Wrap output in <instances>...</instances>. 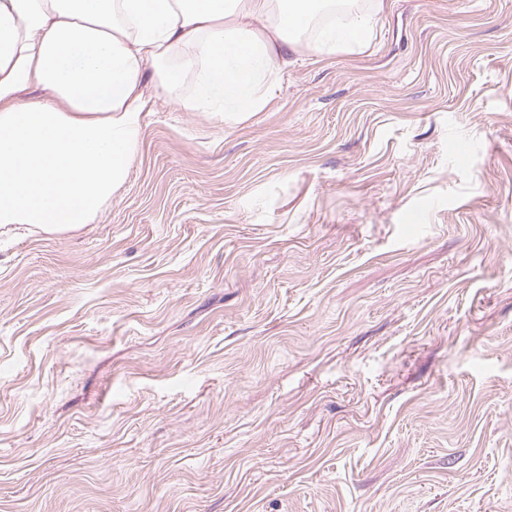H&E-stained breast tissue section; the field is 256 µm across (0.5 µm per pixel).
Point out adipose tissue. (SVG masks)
I'll return each instance as SVG.
<instances>
[{
	"label": "adipose tissue",
	"mask_w": 512,
	"mask_h": 512,
	"mask_svg": "<svg viewBox=\"0 0 512 512\" xmlns=\"http://www.w3.org/2000/svg\"><path fill=\"white\" fill-rule=\"evenodd\" d=\"M321 0H0V230L92 223L142 141L143 79L219 124L262 111ZM372 13L321 28L324 54L362 44ZM193 46L192 57L176 60ZM193 93L181 98L185 73ZM31 89L38 100L23 101Z\"/></svg>",
	"instance_id": "obj_1"
}]
</instances>
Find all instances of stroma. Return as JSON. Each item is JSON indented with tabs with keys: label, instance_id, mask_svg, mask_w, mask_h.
Instances as JSON below:
<instances>
[{
	"label": "stroma",
	"instance_id": "35a3bbf8",
	"mask_svg": "<svg viewBox=\"0 0 512 512\" xmlns=\"http://www.w3.org/2000/svg\"><path fill=\"white\" fill-rule=\"evenodd\" d=\"M364 2L0 236V512H512V0ZM341 19L334 18V22L339 24ZM374 15L369 12L355 10L352 11L343 28H336V25H327L321 28L317 39L313 42L315 49L323 54H335L336 50L342 47H351L361 45L367 32L372 28Z\"/></svg>",
	"mask_w": 512,
	"mask_h": 512
}]
</instances>
